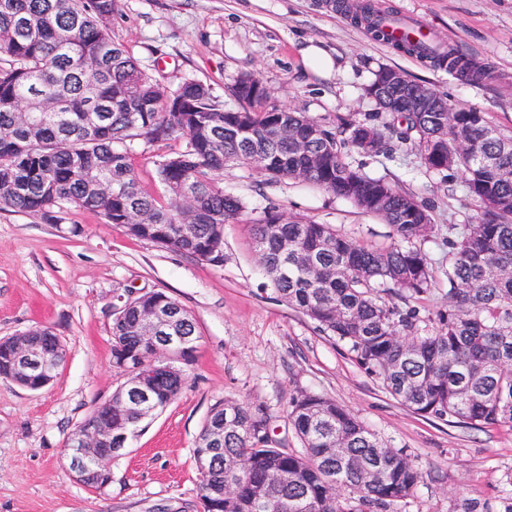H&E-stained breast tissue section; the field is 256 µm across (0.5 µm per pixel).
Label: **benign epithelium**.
<instances>
[{
  "mask_svg": "<svg viewBox=\"0 0 512 512\" xmlns=\"http://www.w3.org/2000/svg\"><path fill=\"white\" fill-rule=\"evenodd\" d=\"M143 325L150 334L155 328L169 323L162 311L150 310L143 314ZM9 380L32 392L53 382L64 363L61 341L52 331L31 329L9 337ZM156 371L142 365L136 376L125 383V393L118 406L108 400L99 405V411L88 424H83L68 440L69 469L78 481L89 478L105 488L112 482V458L123 451L136 433L126 423H112V412L133 413L138 421L152 419L158 408L153 394Z\"/></svg>",
  "mask_w": 512,
  "mask_h": 512,
  "instance_id": "1",
  "label": "benign epithelium"
}]
</instances>
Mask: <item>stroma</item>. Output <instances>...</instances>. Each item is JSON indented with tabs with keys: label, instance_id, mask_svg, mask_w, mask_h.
<instances>
[{
	"label": "stroma",
	"instance_id": "stroma-1",
	"mask_svg": "<svg viewBox=\"0 0 512 512\" xmlns=\"http://www.w3.org/2000/svg\"><path fill=\"white\" fill-rule=\"evenodd\" d=\"M382 11L411 15L437 41L457 44L490 76L454 79L431 63L374 40L331 0H117L112 37L164 85L198 79L226 107L245 73L260 77L270 102L330 122L376 114L366 87L379 66L407 73L451 103L486 112L512 137V0H374ZM314 42L336 62L331 75L305 65ZM352 164L396 182L430 209L436 231L424 249L437 284L423 300L424 328L448 298V227L474 223L478 207L463 178L426 170L414 149L390 158L351 152ZM225 194L245 216L224 227V262L211 266L147 241L98 213L63 204L58 222L0 210V337L33 328L59 336L65 362L38 392L0 378V512H199L193 448L216 403L266 407L275 437L299 448L283 412L293 395L321 394L355 414L379 439L403 450L424 481L397 512H461L464 500L501 512L512 489V429L477 430L426 419L400 405L302 314L276 302L254 251L252 225L266 208L333 224L377 247L392 230L348 200L297 180L269 182L243 166L226 167ZM160 290L194 316L196 358L176 401L149 420L112 461V483L96 490L68 470L66 442L124 380L112 365V307L128 292Z\"/></svg>",
	"mask_w": 512,
	"mask_h": 512
}]
</instances>
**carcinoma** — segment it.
<instances>
[{
  "label": "carcinoma",
  "instance_id": "obj_1",
  "mask_svg": "<svg viewBox=\"0 0 512 512\" xmlns=\"http://www.w3.org/2000/svg\"><path fill=\"white\" fill-rule=\"evenodd\" d=\"M116 0H0V206L58 220L73 203L198 262H224V225L245 215L224 194L230 164L270 179H299L351 201L392 229L373 247L331 224L298 219L272 205L255 224L254 245L277 302L303 314L328 340L423 417L475 429L512 428V139L486 113L453 105L432 91L438 112L408 110L417 83L378 92L392 122L349 116L311 119L268 103L256 76L234 88L242 107L224 108L210 85L162 86L112 39ZM378 40L371 3L356 6ZM397 49L431 60L448 75L475 81L485 69L456 46L429 48L409 37ZM97 113L98 126L85 124ZM165 143L154 162L156 197L144 191L127 144ZM410 145L429 171L461 172L466 196L483 210L473 224L448 225V305L420 332L436 272L422 243L435 233L426 206L397 184L347 160L352 148L390 156ZM400 299L396 303L391 297ZM169 308L170 336H198L192 314L163 291L141 294L113 313L112 362L130 373L141 360L160 368L154 392L164 408L184 383L195 348L181 360L165 341L142 344L144 311ZM288 423L303 451L275 445L260 404L224 400L195 441L199 499L207 512H390L412 497L422 472L351 412L317 394L292 397ZM224 424V447L207 466L199 455L211 428Z\"/></svg>",
  "mask_w": 512,
  "mask_h": 512
}]
</instances>
